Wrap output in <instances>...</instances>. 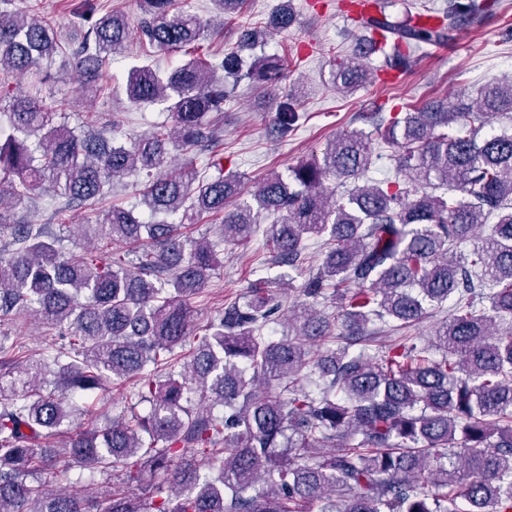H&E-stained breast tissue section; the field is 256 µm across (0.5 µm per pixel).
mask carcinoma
<instances>
[{
	"instance_id": "obj_1",
	"label": "carcinoma",
	"mask_w": 512,
	"mask_h": 512,
	"mask_svg": "<svg viewBox=\"0 0 512 512\" xmlns=\"http://www.w3.org/2000/svg\"><path fill=\"white\" fill-rule=\"evenodd\" d=\"M10 2L0 0V73L33 74L38 86L14 95L0 81L10 99L0 112V234L10 230L0 326L21 336L30 313L63 329L69 348L0 343V512H512V331L492 329L512 317V133L485 132L512 120V81L487 83L474 100L377 106L367 119L392 148L393 179L359 184L383 155L355 129L292 169L301 190L273 174L246 200L224 173L218 130L241 80L273 90L288 80L280 56H254L265 31L211 51L207 25L181 0H141L139 43L186 60L170 73L127 69L129 102L164 106L173 126L119 141L104 135L116 121L100 112L71 127L67 103L43 104L42 65L71 56L84 84L112 91L131 38L124 16L79 0L88 29L70 44L39 0L24 12ZM213 2L231 21L246 0ZM373 8L358 23L391 43L386 68L405 72L413 52L448 44L491 3L448 0L434 25L392 17L386 0ZM366 79L359 57L336 61L337 88ZM300 118L285 94L276 135ZM203 152L202 171L174 166L178 153ZM143 173L144 210L107 204L114 181ZM331 178L354 186L338 197L324 186ZM44 183L69 209L106 205L102 217L76 237L11 222L6 213ZM261 213L277 217L271 259L304 275L294 334H266L282 311L267 280L195 327L191 300L217 255L250 239ZM209 217L217 238L190 236ZM478 229L484 243L457 253ZM96 241L131 244L132 258ZM442 312L435 340L411 333ZM124 380L135 402L117 416L76 401ZM76 467L112 474V487L84 492L68 483ZM148 474L159 482L133 492Z\"/></svg>"
}]
</instances>
